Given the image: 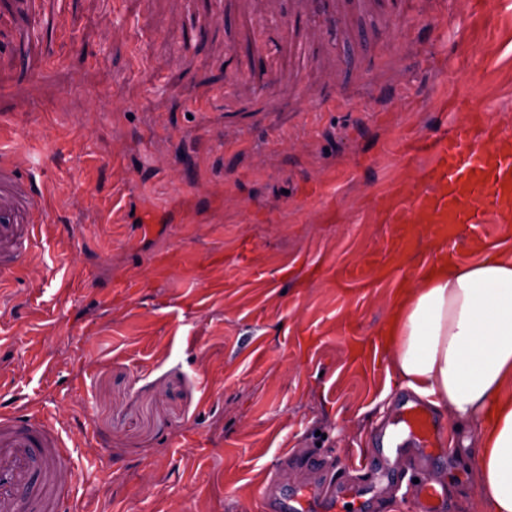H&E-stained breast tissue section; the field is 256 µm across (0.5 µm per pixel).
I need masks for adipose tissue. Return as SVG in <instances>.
<instances>
[{"label": "adipose tissue", "instance_id": "ef3b65f1", "mask_svg": "<svg viewBox=\"0 0 512 512\" xmlns=\"http://www.w3.org/2000/svg\"><path fill=\"white\" fill-rule=\"evenodd\" d=\"M434 269L394 291L379 331L393 374L471 425L490 512H512V251L461 262L435 240Z\"/></svg>", "mask_w": 512, "mask_h": 512}]
</instances>
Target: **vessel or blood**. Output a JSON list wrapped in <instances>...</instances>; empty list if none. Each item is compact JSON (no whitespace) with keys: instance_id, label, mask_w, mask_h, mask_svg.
<instances>
[{"instance_id":"b4317fda","label":"vessel or blood","mask_w":512,"mask_h":512,"mask_svg":"<svg viewBox=\"0 0 512 512\" xmlns=\"http://www.w3.org/2000/svg\"><path fill=\"white\" fill-rule=\"evenodd\" d=\"M290 8L315 16L320 31L334 35L340 16L338 0H290ZM0 16V45L18 46L35 40L37 27L13 25L16 12L32 13V0H6ZM503 136L493 127L474 133L470 123L450 133L434 134L409 144L404 157L419 153L431 157L426 172L431 190L409 198L401 194L383 200L391 224H434L440 235L460 224L478 223L485 210L498 221L512 211V149L502 148ZM44 218L28 179L10 160L0 161V280L30 256L36 232ZM397 429L382 439L383 462L400 456L404 447H434L439 430L423 404L403 402L395 419ZM69 446L55 424L40 417L0 415V512H73ZM425 512H441L443 487L435 481L417 485ZM318 487L298 486L294 498L266 495V512H311Z\"/></svg>"}]
</instances>
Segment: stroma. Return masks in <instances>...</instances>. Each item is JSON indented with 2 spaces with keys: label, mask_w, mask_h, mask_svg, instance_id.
Returning <instances> with one entry per match:
<instances>
[{
  "label": "stroma",
  "mask_w": 512,
  "mask_h": 512,
  "mask_svg": "<svg viewBox=\"0 0 512 512\" xmlns=\"http://www.w3.org/2000/svg\"><path fill=\"white\" fill-rule=\"evenodd\" d=\"M380 0H345L344 35L305 66L292 20L268 40L279 89L232 84L257 56L248 17L278 0H37L42 37L0 48V150L47 216L0 282V413L54 421L76 512H257L287 449L288 483L329 487L314 512H420V465L443 512H489L471 460L444 443L386 470L378 436L408 391L372 353L397 286L376 198L425 190L400 149L479 119L512 135V0H425L393 33ZM339 74L333 85L331 74ZM328 107H321V100ZM512 249L494 213L461 225Z\"/></svg>",
  "instance_id": "1"
}]
</instances>
